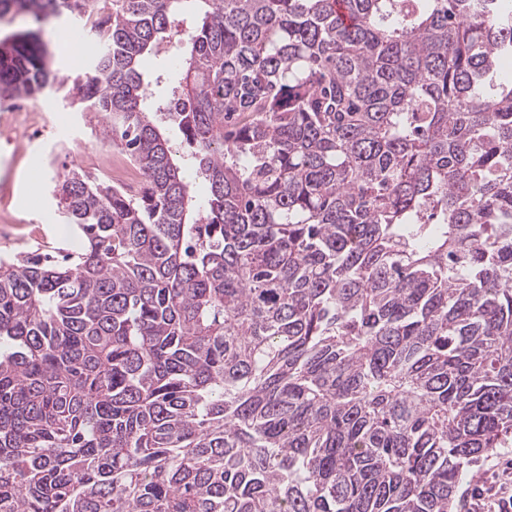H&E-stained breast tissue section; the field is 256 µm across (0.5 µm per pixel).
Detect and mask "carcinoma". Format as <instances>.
I'll return each instance as SVG.
<instances>
[{"instance_id": "1", "label": "carcinoma", "mask_w": 512, "mask_h": 512, "mask_svg": "<svg viewBox=\"0 0 512 512\" xmlns=\"http://www.w3.org/2000/svg\"><path fill=\"white\" fill-rule=\"evenodd\" d=\"M341 2L112 0L78 104L143 183L0 257V512H456L512 446V0ZM94 8L0 0V99ZM178 41H179V36L175 35L172 39L173 47L168 56L157 57V58L149 57V58H146L142 63V70H143L147 80L151 81L150 88L155 93L156 97L164 96L167 92V88H166L165 84H163V83L156 84L155 76L160 69L165 68V67L171 68L174 66L170 59V55L174 52H177L178 50H180L179 48L182 47V45Z\"/></svg>"}]
</instances>
